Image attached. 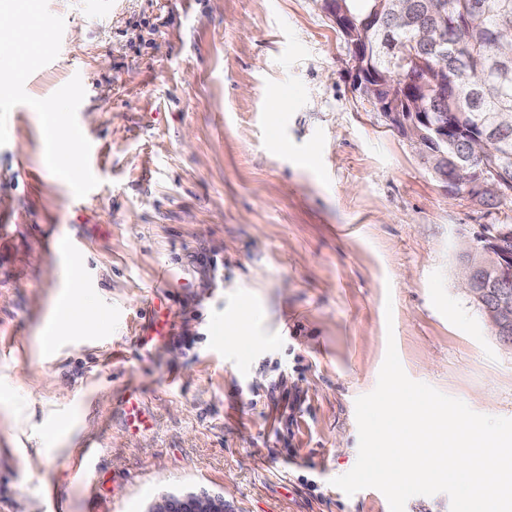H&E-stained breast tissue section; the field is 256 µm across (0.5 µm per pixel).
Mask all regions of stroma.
<instances>
[{
	"label": "stroma",
	"instance_id": "1",
	"mask_svg": "<svg viewBox=\"0 0 512 512\" xmlns=\"http://www.w3.org/2000/svg\"><path fill=\"white\" fill-rule=\"evenodd\" d=\"M11 9L0 512H48L52 496L64 512H148L200 489L233 512H390L381 491L332 480L357 461L355 400L391 342L410 379L512 418V351L458 282L462 241L512 224V201L446 194L355 91L321 0ZM43 101L94 138L99 187L84 202L51 164ZM68 291L90 323L42 352ZM92 440L93 487L74 476Z\"/></svg>",
	"mask_w": 512,
	"mask_h": 512
}]
</instances>
